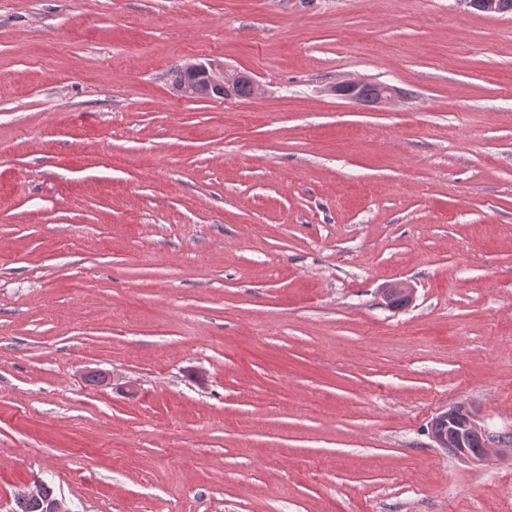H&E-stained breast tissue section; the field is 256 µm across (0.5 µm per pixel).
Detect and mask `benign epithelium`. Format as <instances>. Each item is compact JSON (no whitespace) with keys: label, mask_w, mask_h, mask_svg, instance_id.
Returning a JSON list of instances; mask_svg holds the SVG:
<instances>
[{"label":"benign epithelium","mask_w":512,"mask_h":512,"mask_svg":"<svg viewBox=\"0 0 512 512\" xmlns=\"http://www.w3.org/2000/svg\"><path fill=\"white\" fill-rule=\"evenodd\" d=\"M182 71L189 75L191 82L177 84L174 89L184 99L195 98L196 88L199 86L207 87L214 93V97L224 100L234 99V89L241 83L248 84L252 94L258 93L256 81L246 71L227 67L217 69L201 62L187 63L182 67ZM364 86L363 81H348L336 85L333 92L355 101L358 92ZM395 294L404 296L409 302L413 301V288L405 282H395L382 291L385 305H390ZM428 433L437 447L449 449L456 457L470 463H485L491 455L501 452V449L496 447L497 440L477 423L474 412L464 403H458L435 416L430 423ZM27 494L41 503L43 512H70L64 508L62 501L54 494V490L40 480L27 488Z\"/></svg>","instance_id":"7a95c632"}]
</instances>
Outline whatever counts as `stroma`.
<instances>
[{
  "mask_svg": "<svg viewBox=\"0 0 512 512\" xmlns=\"http://www.w3.org/2000/svg\"><path fill=\"white\" fill-rule=\"evenodd\" d=\"M459 402L512 443V14L0 0V512H512ZM182 71L189 75L191 82L178 85L177 83L184 79ZM173 76L174 89L184 99H195L197 95L195 90L198 86H205L212 91L214 93L212 98H221L225 101L236 98L234 89L241 83H247L250 87L246 84L241 85L237 90V98L249 97L251 93L254 96L258 93V85L254 78L248 72L238 69L227 67L217 69L201 62L187 63L175 70ZM448 429L453 431L452 441H449ZM428 433L438 448L446 450L450 448L457 458L474 464L487 462L491 455L503 449L493 448L496 443L502 442L500 439L495 440L484 427L477 423L474 412L465 403H458L435 416L430 423ZM475 438L479 440L480 445L478 448H471V442ZM27 494L36 500L28 498L25 490L19 492L16 497L17 512H42V508L43 512H69L64 508L62 501L56 497L54 490L43 481L37 480L33 487H28Z\"/></svg>",
  "mask_w": 512,
  "mask_h": 512,
  "instance_id": "1",
  "label": "stroma"
}]
</instances>
